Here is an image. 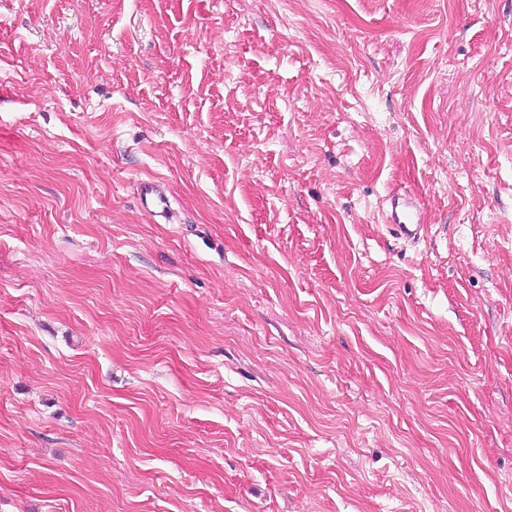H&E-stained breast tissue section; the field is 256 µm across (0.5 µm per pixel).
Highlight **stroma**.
<instances>
[{
  "instance_id": "obj_1",
  "label": "stroma",
  "mask_w": 512,
  "mask_h": 512,
  "mask_svg": "<svg viewBox=\"0 0 512 512\" xmlns=\"http://www.w3.org/2000/svg\"><path fill=\"white\" fill-rule=\"evenodd\" d=\"M0 512H512V0H0ZM140 205L153 217L168 218L170 199L166 187L159 181L148 179L138 185ZM381 223L389 224L405 241L419 240L425 228V219L418 198L411 193L389 195Z\"/></svg>"
}]
</instances>
